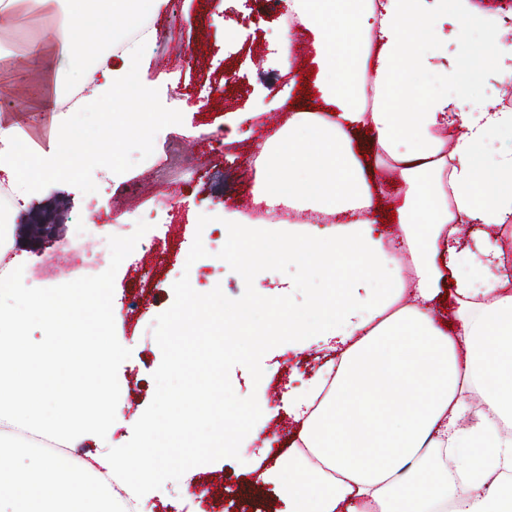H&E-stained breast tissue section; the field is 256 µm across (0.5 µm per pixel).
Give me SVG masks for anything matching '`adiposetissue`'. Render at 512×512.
<instances>
[{
    "label": "adipose tissue",
    "mask_w": 512,
    "mask_h": 512,
    "mask_svg": "<svg viewBox=\"0 0 512 512\" xmlns=\"http://www.w3.org/2000/svg\"><path fill=\"white\" fill-rule=\"evenodd\" d=\"M167 2L68 0L62 48L76 63L72 82L94 79L78 111L148 101L157 32L141 31V19L160 16ZM290 9L296 35H313L320 66L335 73L323 90L330 112L294 113L255 162L261 201L291 219L260 226L228 213L224 221L260 262L324 266L331 288L313 295V323L288 310L279 326L289 349L337 357L290 399L302 445L263 478L280 487L288 512H439L456 499L459 512H512V436L501 430L512 421V268L496 235L512 223V152L486 156L492 138L512 135V111L465 89L416 107L410 82L419 72L463 80L460 61H440L446 36L430 25L433 13L488 29L502 19L471 0H291ZM91 26L95 37L82 39ZM304 126L313 134L301 145L291 131ZM458 126L463 134L449 138ZM360 129L372 133L375 167L400 172L402 248L376 227L375 194L349 138ZM79 141L63 123L50 152L29 157L18 128L0 121V183L14 210L32 187L77 168ZM303 211L334 222L295 220ZM466 224L478 227L469 241ZM381 270L391 274L387 288H367L365 274ZM445 285L457 309L441 325L430 306ZM475 381L482 409L471 423Z\"/></svg>",
    "instance_id": "ef3b65f1"
}]
</instances>
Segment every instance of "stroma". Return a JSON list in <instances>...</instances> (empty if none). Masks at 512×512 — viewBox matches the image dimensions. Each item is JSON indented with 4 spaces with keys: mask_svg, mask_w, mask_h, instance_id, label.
Here are the masks:
<instances>
[{
    "mask_svg": "<svg viewBox=\"0 0 512 512\" xmlns=\"http://www.w3.org/2000/svg\"><path fill=\"white\" fill-rule=\"evenodd\" d=\"M190 23L173 24L159 16L154 25L168 38L174 51L152 54L148 78L152 83L151 111L177 112L181 121L148 122L144 129L125 130L126 113L138 111L132 101L116 102L111 114L55 111L54 79L68 73L71 64L52 45L41 49L43 62L32 68V44L43 33L38 10L0 14V100L9 104L4 119L16 124L30 148L48 152L60 122L86 129L88 139L80 149L86 156L78 174L56 177L47 188L32 192L31 203L53 201L64 214L60 237L38 254L27 252L22 228H15L13 251L26 254L29 266L48 259H73L83 241L70 234V226L85 214L90 199H97L94 224L85 239L134 232L135 216L149 223V230L121 263L114 280L112 304L119 311L115 321L118 341L130 357L118 369V411L125 426L114 429L113 446L132 437L131 420L140 418L151 403L153 379L162 354L154 338L155 318L173 303L172 286L182 276L194 240L207 251L200 258L205 275L192 288L206 293L221 288L229 298L244 292L242 277L218 253L226 235L212 226H199L200 216L223 217L225 210L249 213L254 209V161L266 151V136L282 129L293 108L323 114L327 107L318 87L331 81V71L321 70L312 38L288 46L280 26L285 5L270 8L265 0H222L211 8L209 0H181ZM293 50L303 68L299 89L289 90L286 50ZM262 112L265 133L250 132L247 112ZM220 130L223 143L211 140ZM118 147L122 154L119 184H106L99 161L102 149ZM163 181L173 192V205L141 193L146 174ZM317 352H295L281 344L262 358L263 376L253 382L248 369L232 368L230 380L241 397L257 395L268 410L240 445L239 458H222L192 468L189 481H166L146 493L150 512H242L251 496H259L263 512H287L288 506L275 486L261 484L260 474L273 467L297 437V425L283 400L288 389L301 387L323 366ZM206 486L207 495L194 493Z\"/></svg>",
    "mask_w": 512,
    "mask_h": 512,
    "instance_id": "1",
    "label": "stroma"
}]
</instances>
